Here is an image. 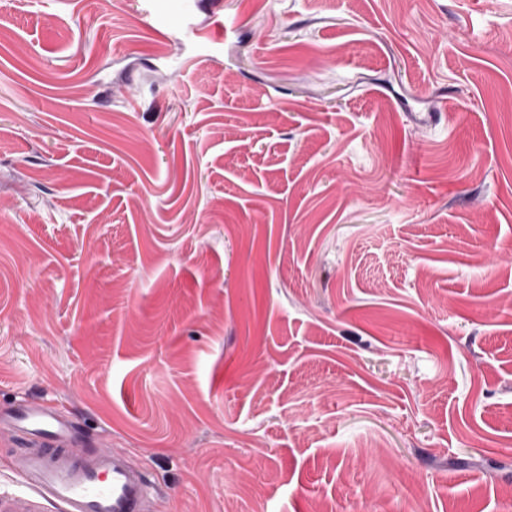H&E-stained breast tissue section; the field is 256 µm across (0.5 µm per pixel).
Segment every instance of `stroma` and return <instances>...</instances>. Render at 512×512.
<instances>
[{
    "instance_id": "35a3bbf8",
    "label": "stroma",
    "mask_w": 512,
    "mask_h": 512,
    "mask_svg": "<svg viewBox=\"0 0 512 512\" xmlns=\"http://www.w3.org/2000/svg\"><path fill=\"white\" fill-rule=\"evenodd\" d=\"M29 399L154 512H512V0H0Z\"/></svg>"
}]
</instances>
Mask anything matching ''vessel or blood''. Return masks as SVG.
I'll return each instance as SVG.
<instances>
[{"label": "vessel or blood", "mask_w": 512, "mask_h": 512, "mask_svg": "<svg viewBox=\"0 0 512 512\" xmlns=\"http://www.w3.org/2000/svg\"><path fill=\"white\" fill-rule=\"evenodd\" d=\"M35 448L22 477L58 512H150L149 481L132 459L112 449L85 455L73 422L47 403L0 408V428Z\"/></svg>", "instance_id": "vessel-or-blood-1"}]
</instances>
